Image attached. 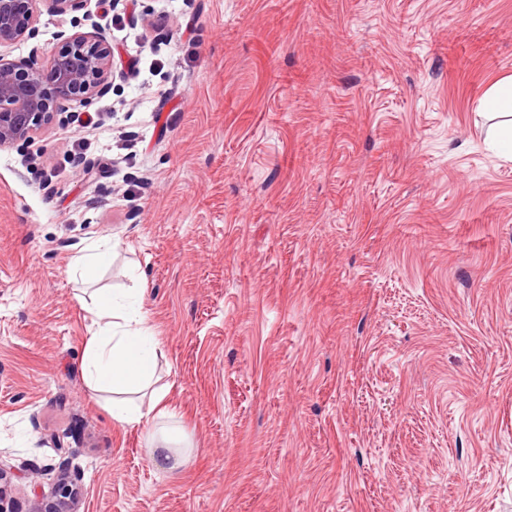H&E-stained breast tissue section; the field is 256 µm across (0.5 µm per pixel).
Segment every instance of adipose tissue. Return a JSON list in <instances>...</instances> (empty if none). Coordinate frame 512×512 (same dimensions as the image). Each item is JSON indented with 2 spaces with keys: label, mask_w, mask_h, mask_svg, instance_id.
<instances>
[{
  "label": "adipose tissue",
  "mask_w": 512,
  "mask_h": 512,
  "mask_svg": "<svg viewBox=\"0 0 512 512\" xmlns=\"http://www.w3.org/2000/svg\"><path fill=\"white\" fill-rule=\"evenodd\" d=\"M488 114L487 137L500 158L512 161V76L498 80L479 103ZM144 292L124 296H97L93 315L98 329L84 355L85 381L90 390L111 396L112 418L123 426H146L147 454L153 460L178 458L183 440L179 430L163 426L170 412L168 385L158 376L160 341L143 311Z\"/></svg>",
  "instance_id": "obj_1"
}]
</instances>
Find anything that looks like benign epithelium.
<instances>
[{"label": "benign epithelium", "instance_id": "benign-epithelium-1", "mask_svg": "<svg viewBox=\"0 0 512 512\" xmlns=\"http://www.w3.org/2000/svg\"><path fill=\"white\" fill-rule=\"evenodd\" d=\"M43 2L51 12L65 15L82 9L83 0ZM33 4L34 0H0V48L34 35ZM91 27V32H60L63 44L45 70L0 55L1 147L29 143L54 112L67 111L73 101L89 105L105 93L114 73V54L97 23ZM81 496L80 479L63 469L54 493L37 497L30 512H77Z\"/></svg>", "mask_w": 512, "mask_h": 512}]
</instances>
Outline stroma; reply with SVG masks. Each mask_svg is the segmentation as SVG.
<instances>
[{
	"label": "stroma",
	"mask_w": 512,
	"mask_h": 512,
	"mask_svg": "<svg viewBox=\"0 0 512 512\" xmlns=\"http://www.w3.org/2000/svg\"><path fill=\"white\" fill-rule=\"evenodd\" d=\"M117 68L0 147V462L18 512H512V162L477 106L512 0H36ZM113 248L88 284L69 275ZM145 291L156 465L83 376L96 290ZM81 490L80 479L62 469L54 493L50 497H37L30 512H77Z\"/></svg>",
	"instance_id": "stroma-1"
}]
</instances>
